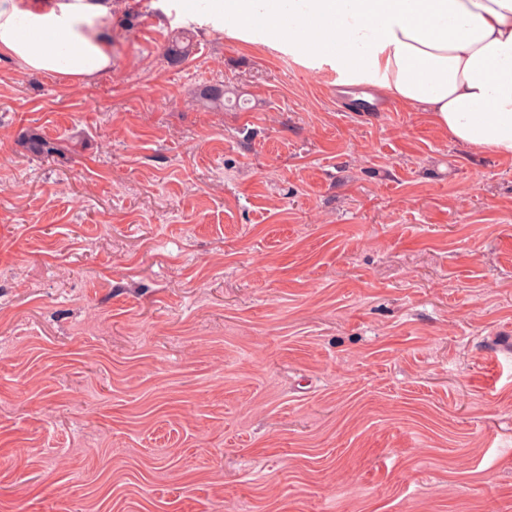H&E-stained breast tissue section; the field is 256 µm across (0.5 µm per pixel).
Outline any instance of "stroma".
I'll use <instances>...</instances> for the list:
<instances>
[{"label":"stroma","mask_w":512,"mask_h":512,"mask_svg":"<svg viewBox=\"0 0 512 512\" xmlns=\"http://www.w3.org/2000/svg\"><path fill=\"white\" fill-rule=\"evenodd\" d=\"M105 26L79 86L0 60V512H512V157L175 0Z\"/></svg>","instance_id":"obj_1"}]
</instances>
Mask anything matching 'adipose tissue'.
I'll list each match as a JSON object with an SVG mask.
<instances>
[{"instance_id":"obj_1","label":"adipose tissue","mask_w":512,"mask_h":512,"mask_svg":"<svg viewBox=\"0 0 512 512\" xmlns=\"http://www.w3.org/2000/svg\"><path fill=\"white\" fill-rule=\"evenodd\" d=\"M337 84L424 112L460 145L512 157V0H215ZM112 0H0V59L71 84L111 71Z\"/></svg>"}]
</instances>
